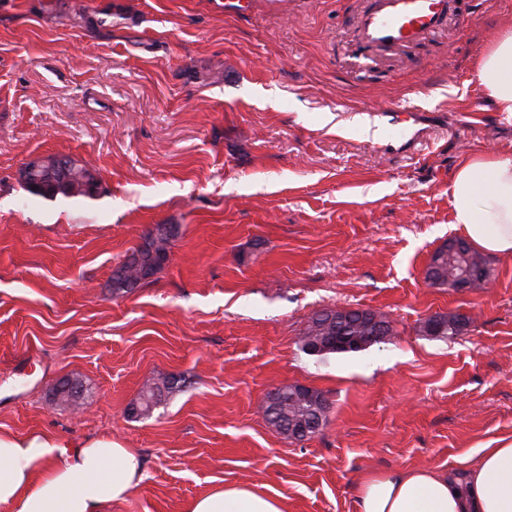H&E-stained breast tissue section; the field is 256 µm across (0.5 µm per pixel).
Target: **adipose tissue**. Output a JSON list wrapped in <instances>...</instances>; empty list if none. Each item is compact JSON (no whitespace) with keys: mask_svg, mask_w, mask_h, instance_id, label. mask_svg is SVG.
Masks as SVG:
<instances>
[{"mask_svg":"<svg viewBox=\"0 0 512 512\" xmlns=\"http://www.w3.org/2000/svg\"><path fill=\"white\" fill-rule=\"evenodd\" d=\"M476 78L512 119V26L479 56ZM453 224L484 253L512 257V156L467 158L450 187ZM141 459L102 435L64 441L47 433H0V506L8 512H107L142 481ZM357 512H512V441L462 458L455 470L394 469L367 475ZM189 512H288L285 498L245 485L217 487Z\"/></svg>","mask_w":512,"mask_h":512,"instance_id":"obj_1","label":"adipose tissue"}]
</instances>
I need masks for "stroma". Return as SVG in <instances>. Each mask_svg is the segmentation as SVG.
<instances>
[{
  "mask_svg": "<svg viewBox=\"0 0 512 512\" xmlns=\"http://www.w3.org/2000/svg\"><path fill=\"white\" fill-rule=\"evenodd\" d=\"M224 2L0 0V432L107 434L139 453L145 478L110 512H188L233 484L288 512H355L368 474L512 440V259L489 257L472 293L425 279L463 236L456 168L512 155V120L474 70L512 0H464L468 24L367 56L365 0ZM46 154L94 168L99 195L28 198L20 171ZM158 224L175 230L167 264L113 293ZM325 309L386 313L396 334L307 355ZM448 313L468 321L459 336L423 334ZM163 376L179 388L132 416ZM64 379L80 409L55 400ZM292 383L330 405L301 443L261 410ZM325 312H327V311H322L320 313L315 314L313 317H311L307 327L305 328V330L302 333V336L300 338V345H301L302 351L305 352L306 354L311 355V356L324 357L328 354H334V353L344 350V349H349V350H345L341 353L360 352V351L366 350L367 348L366 349H350V348L367 347L370 343H372L374 341V336H371L370 339H368V336H364V337L355 336V335L351 336L343 331L336 332L339 334L338 335L339 337H336V342L333 343L332 345L322 346L320 343H318L317 345H313V346L309 347L310 349H312L314 351H334V350H336V352H327V353H322V354H318V353L309 354L306 351L305 346L311 344V341L314 338V336H319L318 334H316L314 332V324L317 321H319V319H317L316 317L320 316L321 314H323Z\"/></svg>",
  "mask_w": 512,
  "mask_h": 512,
  "instance_id": "obj_1",
  "label": "stroma"
}]
</instances>
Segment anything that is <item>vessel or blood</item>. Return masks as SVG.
I'll return each instance as SVG.
<instances>
[{
	"instance_id": "obj_1",
	"label": "vessel or blood",
	"mask_w": 512,
	"mask_h": 512,
	"mask_svg": "<svg viewBox=\"0 0 512 512\" xmlns=\"http://www.w3.org/2000/svg\"><path fill=\"white\" fill-rule=\"evenodd\" d=\"M456 14V0H368L357 28L363 47L385 50L423 40Z\"/></svg>"
}]
</instances>
